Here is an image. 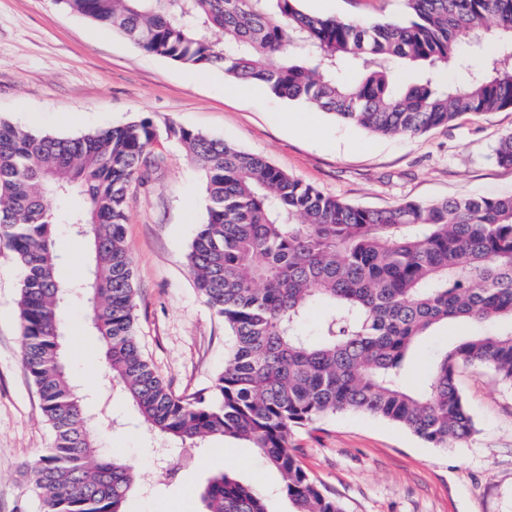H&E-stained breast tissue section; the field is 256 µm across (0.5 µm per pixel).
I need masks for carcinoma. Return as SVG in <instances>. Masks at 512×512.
Wrapping results in <instances>:
<instances>
[{
    "instance_id": "obj_1",
    "label": "carcinoma",
    "mask_w": 512,
    "mask_h": 512,
    "mask_svg": "<svg viewBox=\"0 0 512 512\" xmlns=\"http://www.w3.org/2000/svg\"><path fill=\"white\" fill-rule=\"evenodd\" d=\"M147 52L265 88L369 133L418 135L467 114L512 108V0H404L401 20L347 21L302 0H57ZM493 29H478L485 20ZM222 38H215V33ZM468 39L482 65L458 83ZM205 176L207 219L187 255L196 288L231 335L214 398L180 397L143 355L134 267L125 245L131 187L160 136L147 118L76 137L35 135L0 121V240L24 269L19 311L24 362L54 431L36 462L41 512H124L145 473L100 455L93 422L70 384L61 307L88 296L105 375L165 444L195 449L245 441L280 477L294 512H344L291 448L298 428L340 412L392 422L439 448L475 432L456 383L479 365L512 383V196L404 201L385 209L322 194L264 157L168 125ZM512 168V132L493 150ZM83 195L58 215L46 197ZM90 245L84 282L56 277L55 226ZM325 314L315 336L303 321ZM475 330L407 385L409 356L442 324ZM204 512H272L269 498L224 471Z\"/></svg>"
}]
</instances>
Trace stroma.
<instances>
[{
    "label": "stroma",
    "mask_w": 512,
    "mask_h": 512,
    "mask_svg": "<svg viewBox=\"0 0 512 512\" xmlns=\"http://www.w3.org/2000/svg\"><path fill=\"white\" fill-rule=\"evenodd\" d=\"M312 13L348 20L397 19L403 0H303ZM218 69L201 70L141 50L125 36L63 8L58 0H0V120L36 134L73 137L150 119L221 139L265 157L324 194L366 208L406 200L512 195V169L493 148L512 131V109L465 115L419 136H377L259 87L230 94ZM146 185L135 187L125 244L135 271L137 337L172 392L211 395L224 369L229 332L205 303L187 263L207 218L202 171L174 140L159 137ZM57 275L91 277L86 245L56 227ZM22 270L0 244V512H39L30 468L54 434L23 363ZM62 343L73 384L85 397L102 454L119 450L154 475L125 512H201V486L219 470L269 494L279 477L243 442L213 439L175 478L157 473L161 444L125 393L103 383V356L85 299L63 311ZM473 330L438 327L416 347L409 380ZM476 431L449 448L370 415L345 412L299 429L292 446L304 468L347 512H512V384L480 366L457 378Z\"/></svg>",
    "instance_id": "stroma-1"
}]
</instances>
